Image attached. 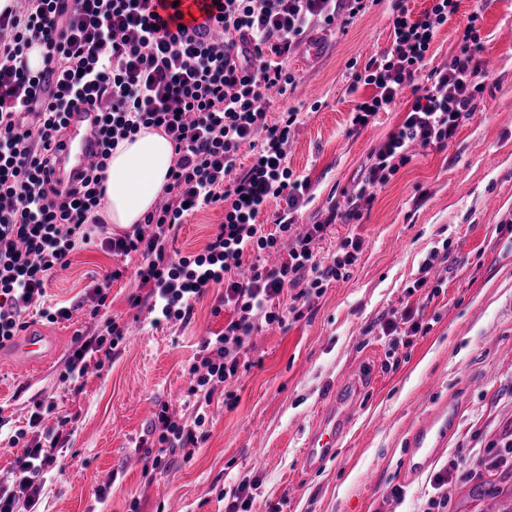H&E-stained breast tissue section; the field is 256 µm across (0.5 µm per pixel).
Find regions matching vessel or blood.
Wrapping results in <instances>:
<instances>
[{"label": "vessel or blood", "instance_id": "vessel-or-blood-1", "mask_svg": "<svg viewBox=\"0 0 512 512\" xmlns=\"http://www.w3.org/2000/svg\"><path fill=\"white\" fill-rule=\"evenodd\" d=\"M99 117V110L90 105L78 107L68 113L67 133L61 158L69 171L82 170L96 160L99 148L93 131ZM13 349L34 363L47 358L52 352V346L46 337L34 328L19 335L13 342ZM358 394V386L339 387L335 401L328 404L322 412L304 451L308 466L320 465L329 458L332 449L337 447L348 427L350 410ZM447 429V420L438 417L419 419L411 434L415 442L413 455L408 460L411 471H421L431 459L439 455L442 436Z\"/></svg>", "mask_w": 512, "mask_h": 512}]
</instances>
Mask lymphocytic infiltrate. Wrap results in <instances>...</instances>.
<instances>
[{
	"label": "lymphocytic infiltrate",
	"mask_w": 512,
	"mask_h": 512,
	"mask_svg": "<svg viewBox=\"0 0 512 512\" xmlns=\"http://www.w3.org/2000/svg\"><path fill=\"white\" fill-rule=\"evenodd\" d=\"M219 28H180L162 18L159 0H17L0 12V347L26 326L29 309L41 304L46 284L71 255L100 229L104 172L119 141L158 129L174 149L169 182L142 228L107 236L116 255L140 253L134 272L149 304L164 320H182L207 288L223 285L221 308L233 315L221 333L198 346L189 370L196 396L193 426L159 411L151 424L159 447L150 468H169L177 449L197 446L214 392L239 372L240 354L253 331L284 326L287 314L346 278L359 260L357 239H343L335 255L318 257L315 243L326 230L314 224L295 233L298 209L310 200L307 177L287 163L286 147L298 112L268 121L263 103L270 91L286 93L295 77L288 56L315 27L331 25L338 13L354 18L365 0H217ZM392 42L379 59L353 73L352 87L372 93L351 113L353 129L399 103L404 87L425 78L426 86L401 124L370 156L363 178L329 220L353 224L371 209L378 191L417 148L445 146L485 87L480 60L484 41L469 17L460 46L448 65L427 69L438 29L456 10L455 0H432L413 14L394 0ZM40 48L42 65L31 69L28 53ZM89 104L101 109L95 137L98 159L76 176H61L56 147L67 129L66 114ZM250 147L251 161L239 152ZM285 200L272 215L274 231L257 218L270 201ZM222 207L224 222L201 251L181 255L174 243L195 211ZM294 290L290 310L280 308ZM126 327L110 319L104 333L86 337L67 360L68 377L84 376L89 355L112 358ZM22 444L10 482L0 483V512H35L54 463L59 436Z\"/></svg>",
	"instance_id": "1"
}]
</instances>
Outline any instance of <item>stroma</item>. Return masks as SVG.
Returning <instances> with one entry per match:
<instances>
[{
	"label": "stroma",
	"mask_w": 512,
	"mask_h": 512,
	"mask_svg": "<svg viewBox=\"0 0 512 512\" xmlns=\"http://www.w3.org/2000/svg\"><path fill=\"white\" fill-rule=\"evenodd\" d=\"M474 13L484 56L494 61L482 97L456 137L420 151L356 224L327 219L414 100L405 91L400 106L379 113L372 126L351 127V110L370 90H351L350 67L389 46L391 0H369L350 21L337 17L289 59L298 83L272 96L266 112L272 121L293 107L303 117L286 148L289 167L311 183L312 200L298 221L327 223L317 243L324 257L345 237L356 238L359 261L349 277L312 296L299 320L254 331L243 369L212 398L197 447L177 450L162 474L147 472L139 449L159 409L192 424L188 370L201 338L222 331L230 316L216 309L224 290H207L189 319L155 323L148 307L128 302L138 290L141 255L113 256L95 237L46 284L47 303L76 305V320H29L56 351L29 365L0 347V478L11 475L18 455L6 439L25 428L39 398L70 419L40 512H129L134 501L139 512H229L241 486L251 512H429L442 495L445 512H479L472 494L479 481L512 487V477L488 464L512 431V0H457L428 65L448 64ZM223 220L219 207L188 216L176 249L200 251ZM434 251L448 259L434 267L429 286L416 287ZM115 268L124 275L98 305L92 290ZM406 311L422 332L406 326L384 335V321ZM113 317L131 331L120 353L65 379L77 336ZM351 372L364 383L350 430L329 460L308 468L303 450L317 411ZM439 408L448 417L443 450L425 471L410 474L412 426ZM452 460L471 468L436 490V473ZM104 487L101 503L96 494ZM397 488L402 497H393Z\"/></svg>",
	"instance_id": "35a3bbf8"
}]
</instances>
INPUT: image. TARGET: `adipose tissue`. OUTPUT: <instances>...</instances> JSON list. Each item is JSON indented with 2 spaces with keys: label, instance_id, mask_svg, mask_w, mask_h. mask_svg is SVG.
I'll return each instance as SVG.
<instances>
[{
  "label": "adipose tissue",
  "instance_id": "obj_1",
  "mask_svg": "<svg viewBox=\"0 0 512 512\" xmlns=\"http://www.w3.org/2000/svg\"><path fill=\"white\" fill-rule=\"evenodd\" d=\"M172 156L167 136L153 128L120 141L105 171L104 219L121 228L142 222L167 183Z\"/></svg>",
  "mask_w": 512,
  "mask_h": 512
}]
</instances>
